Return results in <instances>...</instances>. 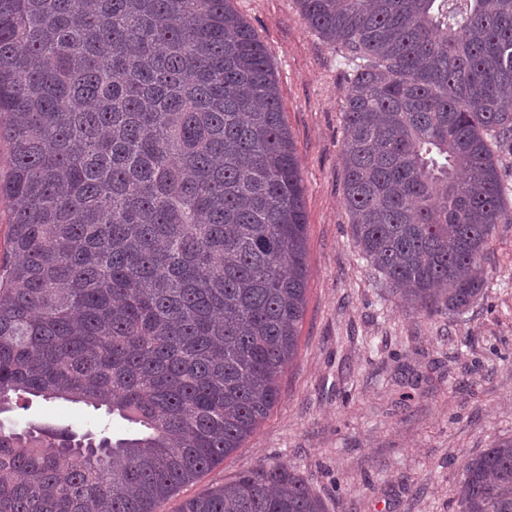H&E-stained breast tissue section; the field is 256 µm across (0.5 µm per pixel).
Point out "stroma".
<instances>
[{"label": "stroma", "instance_id": "35a3bbf8", "mask_svg": "<svg viewBox=\"0 0 512 512\" xmlns=\"http://www.w3.org/2000/svg\"><path fill=\"white\" fill-rule=\"evenodd\" d=\"M267 46L305 187L308 279L298 357L255 432L184 485L158 512L241 471L300 470L329 512H458L464 461L512 439V224L493 234L487 288L462 318L401 304L360 257L343 202L337 46L295 0H232ZM100 417L71 403H34L28 420L77 431Z\"/></svg>", "mask_w": 512, "mask_h": 512}]
</instances>
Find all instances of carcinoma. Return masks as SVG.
<instances>
[{"mask_svg": "<svg viewBox=\"0 0 512 512\" xmlns=\"http://www.w3.org/2000/svg\"><path fill=\"white\" fill-rule=\"evenodd\" d=\"M339 44L343 198L408 307L461 317L512 224V0H296ZM0 512H157L278 400L305 313L304 187L266 45L231 0H0ZM82 404L115 438L26 420ZM459 512H512V440ZM180 512H327L297 469Z\"/></svg>", "mask_w": 512, "mask_h": 512, "instance_id": "1", "label": "carcinoma"}]
</instances>
